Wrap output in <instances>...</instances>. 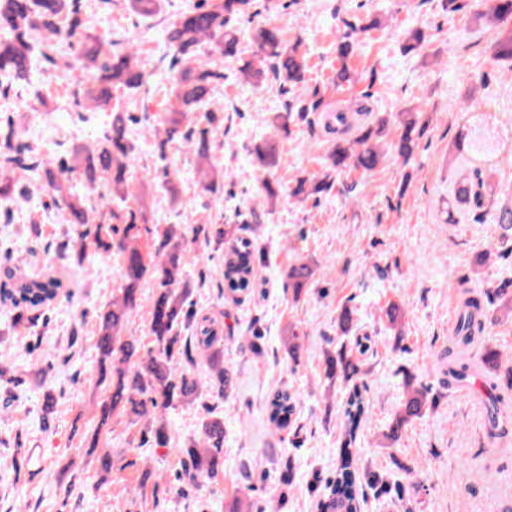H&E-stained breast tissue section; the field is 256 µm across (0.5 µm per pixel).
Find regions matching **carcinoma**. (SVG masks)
I'll list each match as a JSON object with an SVG mask.
<instances>
[{
  "instance_id": "obj_1",
  "label": "carcinoma",
  "mask_w": 512,
  "mask_h": 512,
  "mask_svg": "<svg viewBox=\"0 0 512 512\" xmlns=\"http://www.w3.org/2000/svg\"><path fill=\"white\" fill-rule=\"evenodd\" d=\"M252 0H198L181 12L165 30L166 43L181 68L170 77L168 97L170 108L164 120L163 143L178 142L195 157L203 190L213 192L223 181L224 171L213 159L208 131L195 136L186 130L187 119L209 104L214 83L224 77V59L237 54V32L230 26L232 19L243 16ZM79 0H0V93L16 85L30 83L35 59H41L51 69L80 68L89 73L92 83L83 89L82 97L98 107L107 106L112 91L129 93L140 90L153 75L150 62L131 48L114 51L101 39L87 33L81 49L65 57L58 48L62 21H67L68 33L73 36L83 29L79 17ZM501 24L512 17V0H495L485 12H479ZM212 46L211 58L204 64L195 57L203 41ZM257 47V59L245 64L243 71L255 82L270 73L288 93L305 79L308 58L298 46H285L278 29L257 25L252 30ZM352 34L344 33L337 42L341 67L336 70V87L351 82L347 60L354 52ZM495 57L512 60V27L500 32L495 45ZM320 107V101L285 104V111L275 114L273 124L285 130L291 122L305 121L309 113ZM420 115L408 112L398 122L391 149L404 161H409L420 135ZM137 117L121 107L112 109L109 131L95 147H81L66 157L42 159L22 143V132L13 122L0 121V203L15 204L14 173L29 172L42 182L52 202L61 207L65 220L76 228V237L61 245L60 251H76L82 255L86 245H96L95 254L108 260L117 256L122 264L120 296L112 307L98 314V336L95 347L99 354L98 382L111 388L109 401L101 406L100 424L104 425L116 411L135 421L145 423L144 441L155 448H172L165 412L179 402L199 396L196 379L178 367V361L190 357L182 342L181 330H193L195 348L208 354L213 373L211 390L226 397L234 387L232 371L224 366L223 351L218 349L223 337L216 323L191 309V288L186 278L189 241L182 228L175 224L157 227L158 242L151 260H146L137 245L139 225L148 223L146 215L128 210L118 213L109 210V223L93 222L85 196L77 193L74 176L89 187L103 183L109 194L123 199L128 195L127 171L136 154L129 139V125ZM388 135L387 120L369 124L353 141L338 140L328 151L329 171L322 178L298 181L291 194L299 197H318L328 193L332 174L346 169L363 175L372 173L385 158L380 142ZM261 167L271 171L279 164L280 146L268 141L255 149ZM458 199L470 204L475 212L494 207L500 194L499 185L492 183L484 169L475 167L457 187ZM496 221L503 233L512 232V204L497 207ZM214 243L224 250V282L232 292L243 293L250 288L260 250L257 239L242 234V228L227 225L213 234ZM293 298L300 296L315 282L316 269L300 258L283 271ZM153 282L155 292L149 310L150 332L156 351L140 356L136 339L122 335L124 322L139 303L140 288ZM66 288L64 276L52 271L29 274L21 266H0V308L11 316V326H33L45 318L59 302ZM512 308V280L502 281L492 290L478 291L462 288L459 291L458 320L448 345V384L461 385L472 377V362L466 359L469 346L477 343L484 332L488 307ZM359 368L350 356L338 352L327 357L325 374L329 381L349 383ZM430 388L424 384L406 382V394L392 421L386 438L395 440L403 427L421 416L432 403ZM296 408L295 395L280 389L269 403V422L274 432L291 426ZM368 418V405L358 385H353L343 410L344 444L336 476L325 483L323 512H360L359 484L355 453L357 431ZM174 449V448H172ZM181 456L182 478L191 483L212 479L218 475L224 454V419L213 417L202 425L200 440L174 449ZM365 483L380 494L401 495V488L390 486L381 476L365 475Z\"/></svg>"
}]
</instances>
